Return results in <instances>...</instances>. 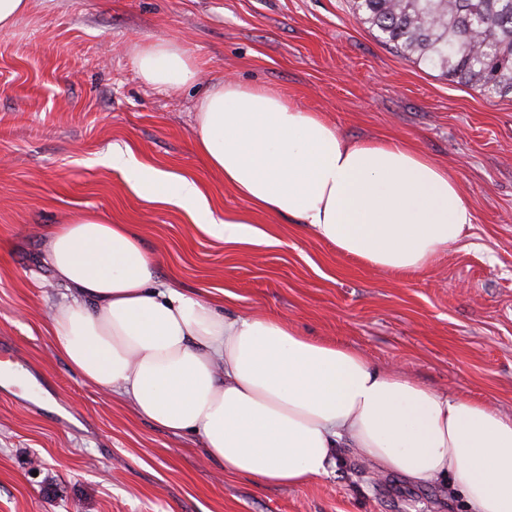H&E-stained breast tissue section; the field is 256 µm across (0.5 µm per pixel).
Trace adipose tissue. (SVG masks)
Listing matches in <instances>:
<instances>
[{
    "mask_svg": "<svg viewBox=\"0 0 512 512\" xmlns=\"http://www.w3.org/2000/svg\"><path fill=\"white\" fill-rule=\"evenodd\" d=\"M133 64L158 88L197 77L171 40L136 51ZM194 143L256 210L395 275L428 266L473 221L448 168L397 138L348 139L267 87L216 81L196 105ZM130 165L144 199L181 207L225 244L263 238L217 218L195 181ZM45 253L67 290L51 314L54 350L145 421L199 435L208 464L291 487L351 448L416 483L452 480L470 512H512V415L374 365L287 319L228 315L176 290L132 225L85 211L49 230Z\"/></svg>",
    "mask_w": 512,
    "mask_h": 512,
    "instance_id": "1",
    "label": "adipose tissue"
}]
</instances>
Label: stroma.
<instances>
[{
    "label": "stroma",
    "instance_id": "obj_1",
    "mask_svg": "<svg viewBox=\"0 0 512 512\" xmlns=\"http://www.w3.org/2000/svg\"><path fill=\"white\" fill-rule=\"evenodd\" d=\"M178 42L196 82L145 84L133 51ZM232 78L285 93L352 140L399 138L453 170L474 222L398 277L255 211L193 144L197 101ZM195 180L215 216L275 245L232 248L152 204L113 147ZM134 225L161 280L264 312L424 385L512 413V99L487 100L379 41L351 0H32L0 34V347L36 393L0 388V512H467L459 490L375 470L353 449L295 487L229 476L196 435L136 417L54 351L62 301L45 236L76 213Z\"/></svg>",
    "mask_w": 512,
    "mask_h": 512
}]
</instances>
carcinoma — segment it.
Returning <instances> with one entry per match:
<instances>
[{"label":"carcinoma","mask_w":512,"mask_h":512,"mask_svg":"<svg viewBox=\"0 0 512 512\" xmlns=\"http://www.w3.org/2000/svg\"><path fill=\"white\" fill-rule=\"evenodd\" d=\"M353 7L406 59L490 100L512 94V0H353Z\"/></svg>","instance_id":"cac0c4a2"}]
</instances>
